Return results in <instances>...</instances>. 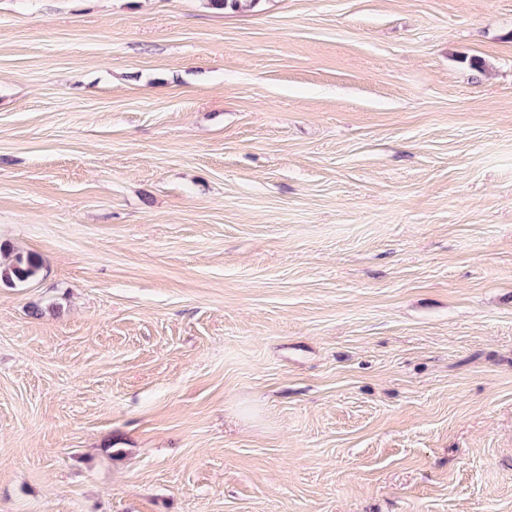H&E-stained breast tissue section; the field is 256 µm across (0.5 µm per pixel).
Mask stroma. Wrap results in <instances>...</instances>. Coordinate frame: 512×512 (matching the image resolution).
Here are the masks:
<instances>
[{"mask_svg":"<svg viewBox=\"0 0 512 512\" xmlns=\"http://www.w3.org/2000/svg\"><path fill=\"white\" fill-rule=\"evenodd\" d=\"M0 512H512V0H0ZM41 268L35 255L17 251L5 262L0 261V283L16 285L34 279Z\"/></svg>","mask_w":512,"mask_h":512,"instance_id":"1","label":"stroma"}]
</instances>
